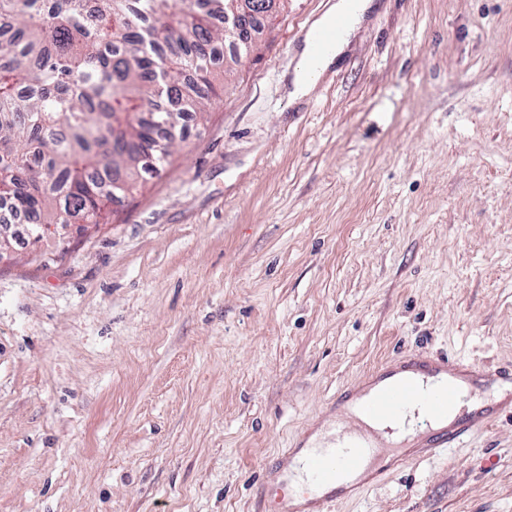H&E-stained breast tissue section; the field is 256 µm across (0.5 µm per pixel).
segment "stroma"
<instances>
[{
  "label": "stroma",
  "instance_id": "1",
  "mask_svg": "<svg viewBox=\"0 0 512 512\" xmlns=\"http://www.w3.org/2000/svg\"><path fill=\"white\" fill-rule=\"evenodd\" d=\"M284 0L108 224L0 249V512H260L281 449L397 353L512 363V0ZM333 512H512V410ZM373 1L374 0H336L334 4H330L329 8L312 23L304 35L302 46L298 53L300 58L299 64L294 68L292 73H288L286 92L290 103L298 102L310 95L316 85L317 78L335 63L336 59L347 47L356 27L375 7ZM340 14L350 15L351 22L348 29L336 42V39L347 24L345 18L337 17L332 26L322 29L317 33L310 48V60L312 63L317 61L325 52L332 48L335 42L336 45L333 51L320 62L316 72L314 74H307L305 72V63L308 55L309 39L312 33L330 25L335 17Z\"/></svg>",
  "mask_w": 512,
  "mask_h": 512
}]
</instances>
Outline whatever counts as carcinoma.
Masks as SVG:
<instances>
[{
    "mask_svg": "<svg viewBox=\"0 0 512 512\" xmlns=\"http://www.w3.org/2000/svg\"><path fill=\"white\" fill-rule=\"evenodd\" d=\"M228 0H0V247L12 218L106 224L171 165L215 83ZM265 16H244L239 51Z\"/></svg>",
    "mask_w": 512,
    "mask_h": 512,
    "instance_id": "cac0c4a2",
    "label": "carcinoma"
}]
</instances>
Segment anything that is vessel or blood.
Listing matches in <instances>:
<instances>
[{
	"label": "vessel or blood",
	"instance_id": "vessel-or-blood-1",
	"mask_svg": "<svg viewBox=\"0 0 512 512\" xmlns=\"http://www.w3.org/2000/svg\"><path fill=\"white\" fill-rule=\"evenodd\" d=\"M346 24V19L339 17L332 26L317 33L310 48L312 59H319L332 48ZM487 377L512 383V365L490 371L460 359L401 356L379 368L363 385L344 389L333 409L343 411L353 401L370 418H397L411 402H418L433 426L420 433L416 448L419 455L431 456L462 447L475 431L486 428L493 420L495 412L491 409H477L452 422L447 419L462 394L478 396V386ZM372 453V444L358 438L341 446L308 448L303 476L312 489L318 490V497L303 508L287 496L270 495L263 500L264 512H325L326 505L336 500L331 487L337 482L351 477L356 489H366L372 480ZM294 454V449H286L277 466L264 471L262 486L283 482Z\"/></svg>",
	"mask_w": 512,
	"mask_h": 512
}]
</instances>
